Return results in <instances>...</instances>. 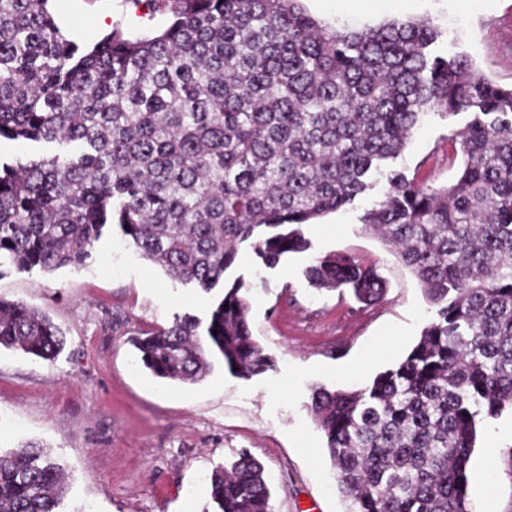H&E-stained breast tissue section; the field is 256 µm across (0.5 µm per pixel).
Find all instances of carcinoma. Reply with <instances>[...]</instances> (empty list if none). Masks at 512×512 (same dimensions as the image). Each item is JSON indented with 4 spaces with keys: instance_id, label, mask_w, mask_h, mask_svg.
<instances>
[{
    "instance_id": "cac0c4a2",
    "label": "carcinoma",
    "mask_w": 512,
    "mask_h": 512,
    "mask_svg": "<svg viewBox=\"0 0 512 512\" xmlns=\"http://www.w3.org/2000/svg\"><path fill=\"white\" fill-rule=\"evenodd\" d=\"M48 2L0 0V140L79 150L0 163V269L84 266L116 225L169 277L223 284L206 322L178 315L131 338L159 379L199 381L213 352L241 378L271 369L249 286L225 281L240 245L267 267L308 250L302 226L364 194L424 115H471L451 137L463 161L450 183L392 168L362 217L433 319L395 367L360 391L317 390L311 411L350 512H472L477 425L512 410V88L465 54H433L441 31L427 19L338 30L299 0H160L161 34L114 28L82 49ZM306 276L363 301L385 291L348 254ZM63 346L49 316L0 299V348L53 361ZM64 485L40 447L0 452V512H59ZM209 497L212 512H272L245 450L213 471Z\"/></svg>"
}]
</instances>
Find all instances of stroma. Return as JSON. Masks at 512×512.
Listing matches in <instances>:
<instances>
[{
	"label": "stroma",
	"mask_w": 512,
	"mask_h": 512,
	"mask_svg": "<svg viewBox=\"0 0 512 512\" xmlns=\"http://www.w3.org/2000/svg\"><path fill=\"white\" fill-rule=\"evenodd\" d=\"M331 27H375L393 19H427L443 36L441 55L463 53L495 82L512 87V0H301ZM79 44L112 27L130 37L170 21L143 0H52ZM466 113L426 116L398 167L436 185L452 180L462 156L450 135ZM352 204L305 225L308 251L265 267L241 244L226 280L250 285L251 328L274 367L251 379L221 362L201 381L154 378L140 367L130 337L169 327L175 316L206 318L222 287L203 291L166 276L112 230L89 264L50 275L6 271L0 297L45 312L65 333L54 361L0 349V449L44 447L64 468L60 512H208L212 471L249 451L269 476L272 512H347L324 437L312 418L316 387L361 389L397 365L431 318L417 279L360 218L382 198L384 175ZM347 253L374 265L387 284L374 304L349 291L316 290L313 259ZM473 512H512V413L480 424L467 468Z\"/></svg>",
	"instance_id": "obj_1"
}]
</instances>
